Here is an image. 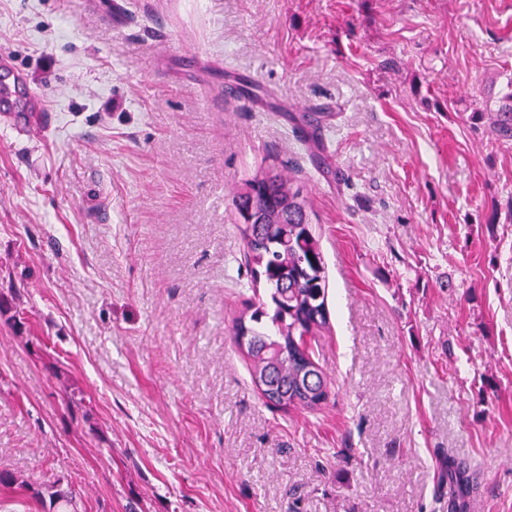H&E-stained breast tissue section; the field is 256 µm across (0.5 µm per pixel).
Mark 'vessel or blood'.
Returning a JSON list of instances; mask_svg holds the SVG:
<instances>
[{"instance_id": "vessel-or-blood-1", "label": "vessel or blood", "mask_w": 512, "mask_h": 512, "mask_svg": "<svg viewBox=\"0 0 512 512\" xmlns=\"http://www.w3.org/2000/svg\"><path fill=\"white\" fill-rule=\"evenodd\" d=\"M24 76L12 68L8 57L0 56V119L18 134L33 138H49L53 119L41 95H28L23 89Z\"/></svg>"}]
</instances>
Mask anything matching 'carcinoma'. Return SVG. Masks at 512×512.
<instances>
[{"label":"carcinoma","mask_w":512,"mask_h":512,"mask_svg":"<svg viewBox=\"0 0 512 512\" xmlns=\"http://www.w3.org/2000/svg\"><path fill=\"white\" fill-rule=\"evenodd\" d=\"M485 113L497 139L512 146V80L496 107L477 108L472 118ZM233 205L254 218L253 225H242L245 257L251 285L262 280L267 287L266 299L234 322V342L246 351L252 382L267 403L318 411L329 400L331 382L314 346L330 319L325 260L308 196L273 164L242 184ZM0 491L25 492L47 512H77L76 492L60 477L40 489L1 469Z\"/></svg>","instance_id":"cac0c4a2"}]
</instances>
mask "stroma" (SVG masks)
<instances>
[{
	"mask_svg": "<svg viewBox=\"0 0 512 512\" xmlns=\"http://www.w3.org/2000/svg\"><path fill=\"white\" fill-rule=\"evenodd\" d=\"M0 55L55 117L0 126V469L79 512H448L456 462L512 512V149L472 118L512 0H0ZM272 158L326 262L317 412L232 339Z\"/></svg>",
	"mask_w": 512,
	"mask_h": 512,
	"instance_id": "35a3bbf8",
	"label": "stroma"
}]
</instances>
